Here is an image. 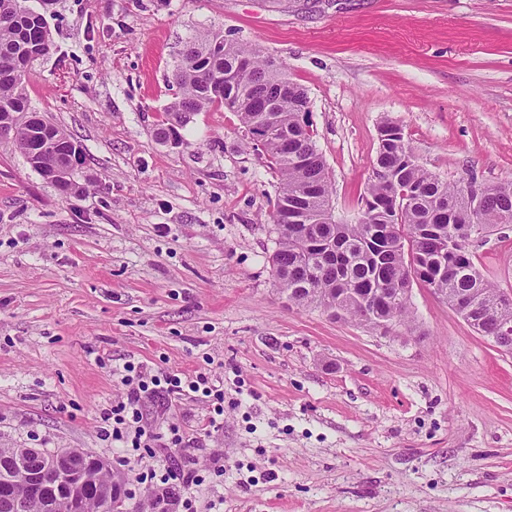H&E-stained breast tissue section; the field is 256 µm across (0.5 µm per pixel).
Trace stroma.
I'll use <instances>...</instances> for the list:
<instances>
[{"label": "stroma", "mask_w": 512, "mask_h": 512, "mask_svg": "<svg viewBox=\"0 0 512 512\" xmlns=\"http://www.w3.org/2000/svg\"><path fill=\"white\" fill-rule=\"evenodd\" d=\"M47 21L26 90L81 144L83 191L0 139V448L90 452L135 512L149 464L196 512H512V353L418 282L413 321L387 331L290 304L278 177L237 114L194 115L176 149L155 138L183 41L218 29L306 89L337 220L359 215L386 119L441 179L512 178V0H58ZM474 252L512 290V224ZM128 361L222 382L220 428L205 400L158 395L147 448H113ZM170 422L182 447L156 436Z\"/></svg>", "instance_id": "stroma-1"}]
</instances>
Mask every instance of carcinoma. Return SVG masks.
Segmentation results:
<instances>
[{
	"label": "carcinoma",
	"mask_w": 512,
	"mask_h": 512,
	"mask_svg": "<svg viewBox=\"0 0 512 512\" xmlns=\"http://www.w3.org/2000/svg\"><path fill=\"white\" fill-rule=\"evenodd\" d=\"M56 4L39 0L34 9L27 0H0V119L26 159L39 163L35 171L68 194L79 187L51 176L58 164L82 163V147L53 124L67 156L35 153L34 132L42 123L26 92L29 69L19 65L22 58L33 62L51 51L45 14ZM172 79L177 92L157 128L161 144L184 145L180 130L192 116L226 100L241 102L236 114L249 144H255V124L265 112L283 135L264 155L279 177L272 267L288 302L333 310L342 320L369 296L370 323H408L417 280L482 336H498L503 324L512 323V306L497 307L498 286L480 272L468 249L476 231L512 224V178L476 191L443 181L417 163L403 127L385 120L359 217L352 224H327L319 217L330 207L331 181L313 140L307 93L288 79L285 65L272 68L259 46L209 31L188 38Z\"/></svg>",
	"instance_id": "1"
}]
</instances>
